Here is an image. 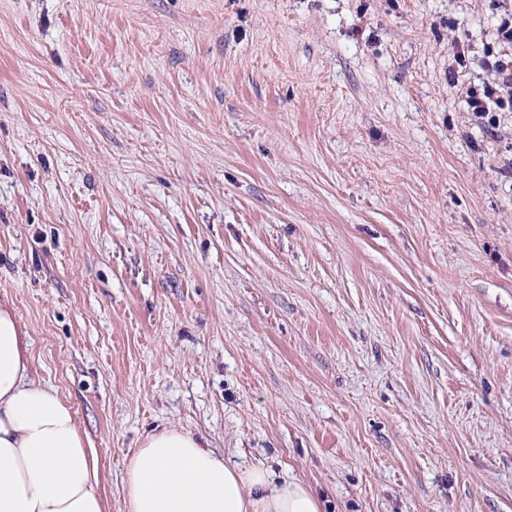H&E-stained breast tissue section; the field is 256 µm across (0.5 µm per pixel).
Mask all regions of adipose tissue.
<instances>
[{"mask_svg": "<svg viewBox=\"0 0 512 512\" xmlns=\"http://www.w3.org/2000/svg\"><path fill=\"white\" fill-rule=\"evenodd\" d=\"M29 345L0 303V512H105L99 463L71 406L28 378ZM125 512H321L315 491L270 468L225 464L191 432L166 427L127 459Z\"/></svg>", "mask_w": 512, "mask_h": 512, "instance_id": "obj_1", "label": "adipose tissue"}]
</instances>
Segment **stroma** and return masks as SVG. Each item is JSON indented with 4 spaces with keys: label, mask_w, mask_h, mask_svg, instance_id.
<instances>
[{
    "label": "stroma",
    "mask_w": 512,
    "mask_h": 512,
    "mask_svg": "<svg viewBox=\"0 0 512 512\" xmlns=\"http://www.w3.org/2000/svg\"><path fill=\"white\" fill-rule=\"evenodd\" d=\"M510 12L0 0V302L105 512L170 426L324 512H512ZM486 66L494 72V78L479 89H467L465 102L482 124L491 126L495 122L492 112L512 110V60L494 57Z\"/></svg>",
    "instance_id": "obj_1"
}]
</instances>
